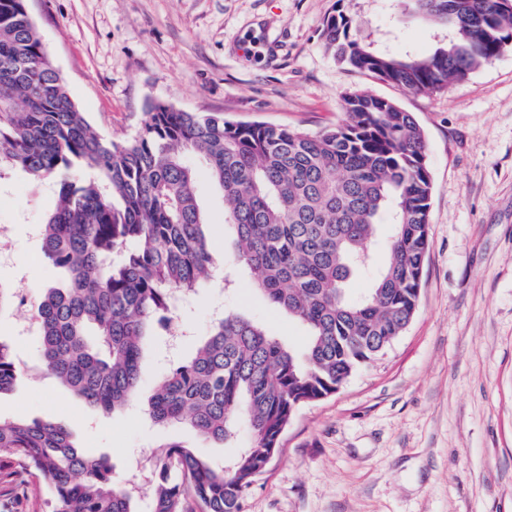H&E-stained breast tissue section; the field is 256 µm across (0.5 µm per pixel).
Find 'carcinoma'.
I'll list each match as a JSON object with an SVG mask.
<instances>
[{
  "label": "carcinoma",
  "mask_w": 512,
  "mask_h": 512,
  "mask_svg": "<svg viewBox=\"0 0 512 512\" xmlns=\"http://www.w3.org/2000/svg\"><path fill=\"white\" fill-rule=\"evenodd\" d=\"M402 2L446 31L431 53L362 39L341 11L323 22L324 52L346 70L431 95L512 48V7L499 0ZM341 112L336 125L310 133L154 103L137 132L115 142L70 98L24 0H0V172L19 168L57 186L41 237L66 281L38 304L43 369L105 413L139 393L144 338L170 329L179 299L218 270L190 156L224 196L233 262L307 332L297 351L227 313L154 384L155 426L181 424L222 444L243 427L249 446L228 458L227 471L164 444L152 463L150 512H192L193 502L202 512H242L294 413L382 356L417 311L433 191L424 132L413 113L366 89L345 91ZM384 222L387 262L353 303L347 283L369 265ZM16 377L0 344V394ZM4 461L35 474L55 512H135L134 486L114 483L108 458L83 453L59 423L0 418Z\"/></svg>",
  "instance_id": "cac0c4a2"
}]
</instances>
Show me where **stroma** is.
<instances>
[{
    "instance_id": "obj_1",
    "label": "stroma",
    "mask_w": 512,
    "mask_h": 512,
    "mask_svg": "<svg viewBox=\"0 0 512 512\" xmlns=\"http://www.w3.org/2000/svg\"><path fill=\"white\" fill-rule=\"evenodd\" d=\"M338 6L361 35L402 50L428 54L440 36L401 16L396 0H26L71 98L115 140L134 134L154 102L314 133L342 119L345 90L363 87L414 114L433 179L417 312L383 356L299 408L244 512H512V49L445 92L407 93L324 54L322 23ZM189 162L206 231L231 254L223 195L202 160ZM55 203L53 185L24 171L0 179V227L12 244L0 283L26 296L0 312V344L18 367L0 418L61 423L85 452L108 458L119 483L137 482L168 439L204 457L230 455L187 427L149 420L151 389L173 359L166 336L147 337L141 390L111 414L38 371L30 319L61 274L34 229ZM249 280L242 274L229 291L198 286L177 324L198 342L218 313L242 312L300 347L304 327ZM8 472L0 512H53L33 474Z\"/></svg>"
}]
</instances>
